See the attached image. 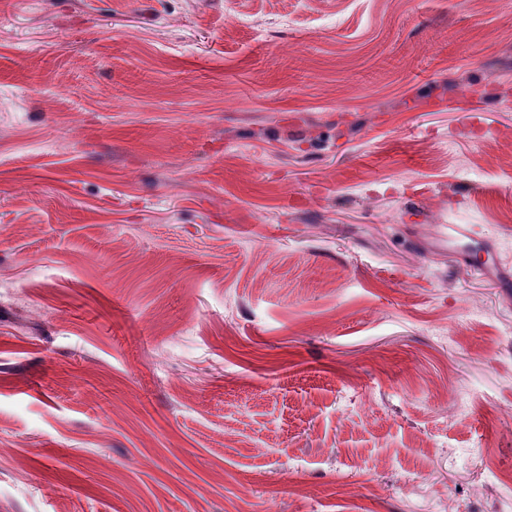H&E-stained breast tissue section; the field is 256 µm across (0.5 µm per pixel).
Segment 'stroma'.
Here are the masks:
<instances>
[{
  "label": "stroma",
  "mask_w": 512,
  "mask_h": 512,
  "mask_svg": "<svg viewBox=\"0 0 512 512\" xmlns=\"http://www.w3.org/2000/svg\"><path fill=\"white\" fill-rule=\"evenodd\" d=\"M492 134L512 0H0V512H512Z\"/></svg>",
  "instance_id": "stroma-1"
}]
</instances>
